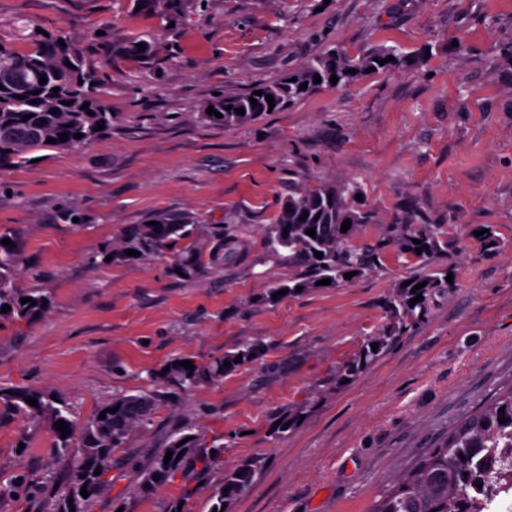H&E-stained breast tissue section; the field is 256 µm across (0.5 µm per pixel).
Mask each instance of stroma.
<instances>
[{"label":"stroma","mask_w":512,"mask_h":512,"mask_svg":"<svg viewBox=\"0 0 512 512\" xmlns=\"http://www.w3.org/2000/svg\"><path fill=\"white\" fill-rule=\"evenodd\" d=\"M31 30L65 32L95 64L117 115L90 145L41 151L0 167V235L17 240L22 290L50 308L29 322L0 318V387L44 390L76 426L120 395L149 393L151 422L112 453L109 486L91 512H210L209 492L242 460L262 469L230 512H369L386 484L496 392L512 388V0H208L165 30L150 0H0V43ZM152 42L153 63L109 55L105 39ZM392 48L408 66L322 88L239 127L201 117L214 93L285 78L326 49ZM357 182L376 216L355 237L381 246L368 275L276 304L261 297L288 277L271 261L264 225L293 186ZM238 226L243 260L190 281L171 256L102 263L94 253L155 212ZM394 224H436L453 274L423 322L362 374L340 364L384 322L381 299L419 271L385 242ZM500 241L486 250L476 232ZM261 341L262 363L214 384L154 379L169 360L198 363ZM306 414L279 440L285 409ZM186 426L224 455L199 484L137 492L138 472ZM50 424L0 415V482L34 477V494L0 512H48L69 474Z\"/></svg>","instance_id":"obj_1"}]
</instances>
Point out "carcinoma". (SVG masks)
Segmentation results:
<instances>
[{"label": "carcinoma", "instance_id": "carcinoma-1", "mask_svg": "<svg viewBox=\"0 0 512 512\" xmlns=\"http://www.w3.org/2000/svg\"><path fill=\"white\" fill-rule=\"evenodd\" d=\"M153 4L160 15L170 18L181 17L187 8L185 0H153ZM139 43L145 50H139ZM106 49L114 56L134 58L145 64L154 59L153 45L137 36L108 43ZM389 56L394 60L379 64ZM404 63L406 59L393 51L354 57L342 49H330L278 83L259 85L234 96L213 97L202 106L201 117L215 126H241L268 112L267 95L273 96L275 106L272 109L276 112L323 87H344L370 67L378 71L399 68ZM351 69L356 73H349ZM333 74L338 78L335 84L330 82ZM42 75L46 77L43 85L39 83ZM316 75L320 76L321 82L314 81ZM293 77L297 81H291ZM304 82L307 88L302 90L300 86ZM258 90L262 95H256ZM104 93L94 63L62 33L38 39L31 50L0 43V164L24 163L28 154L40 150L78 148L111 130L114 114L103 101ZM252 98L257 100V105H251ZM86 102L93 111L91 115L87 114L89 109H83ZM228 105L232 109H226ZM210 106L222 117L207 114L205 109ZM54 108L58 113H51ZM239 108L244 109L245 114L236 113ZM27 114L31 118L25 121L23 116ZM99 124L104 125V129L96 130ZM62 133L68 134V140H60ZM76 133L83 137L74 138ZM48 138L55 139V143L46 142ZM356 194L357 188L350 182L329 181L314 187L305 183L296 185L282 203L275 222L265 225L264 238L270 260L284 263L297 273L276 281L260 301L269 304L304 294L316 288V282L322 279L331 280L329 287L337 288L347 282L344 274L354 272L359 278L377 267L379 254L376 251L353 245L359 230L375 220L373 212L356 201ZM150 220L158 222V226H126L118 241L112 247L104 248L102 256L110 257L114 262L142 260L163 253L170 245L190 242L200 232L198 217L190 213L157 212ZM346 220L351 226L343 232L341 225ZM310 228L316 229L313 238L306 233ZM441 235L442 231L431 224L392 226L388 242L414 258L425 271L411 276L412 283L407 286L397 282L383 299L384 324L364 340L357 356L339 368L336 384L356 378L426 316L430 296L446 286L445 277L449 274L448 269L436 264L443 251ZM415 239L420 240V244H414ZM1 240L3 237L0 236V307H11L5 316L29 322L47 311L49 305L43 301L51 300V296L42 290L22 292L17 288L16 273L23 258L16 247L6 246ZM210 244L206 262L193 247L185 246L174 262V271L190 279L198 278L210 269L235 262L244 254L242 236L235 228L222 225L212 228ZM418 247L422 251H416ZM129 249L139 252L140 256L126 255L125 251ZM316 251L323 253V257L316 258ZM423 281L425 287L413 290ZM298 287L301 288L299 292L296 291ZM280 290L286 294L272 297ZM418 295L423 296V300L410 304V300ZM23 298H30L36 304H24L21 302ZM373 343L378 344L375 350L371 347ZM266 352L267 347L260 342L247 343L206 364L195 363L191 369L180 366L181 359H173L167 363L169 371H160L155 378H175L188 387L219 382L242 367L262 361ZM238 356L242 361H235ZM225 362L229 366H223ZM28 398L36 399L38 406L29 405ZM0 403L6 410L32 423L46 419L52 424L62 420L68 425L70 434L66 437L55 432V453L71 462L70 479L51 504L50 512H70L72 507L75 512H91L94 501L109 485L106 474L111 468L112 452L122 447L134 430L150 422L156 398L149 394L115 397L101 407L105 418L94 416L79 433L69 409L48 393L0 387ZM114 407L117 411L113 413L111 409ZM304 414L301 408L282 413L277 417L280 424L271 425L268 437L273 440L284 437ZM501 417L506 418V422H499ZM285 424L289 429L283 428ZM169 450L173 452V458L166 463L164 458ZM223 455L224 445L208 447L199 434L179 428L171 434L165 447L154 454L149 466L140 471L137 490L143 495H151L175 481L186 485L198 483ZM260 467L261 459L250 457L225 474L224 483L210 494L211 508L220 512L244 497ZM478 477L492 493L502 480L512 478V388L490 398L448 431V438L442 444L427 450L387 486L371 512H481V507L465 495L467 483ZM33 486L34 479L25 475L6 484L0 483V498ZM83 488L89 493L86 498L80 495Z\"/></svg>", "mask_w": 512, "mask_h": 512}]
</instances>
